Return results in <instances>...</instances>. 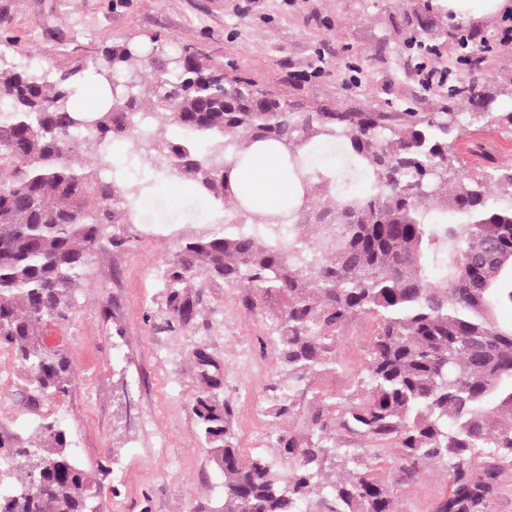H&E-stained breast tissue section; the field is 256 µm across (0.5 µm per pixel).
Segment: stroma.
I'll use <instances>...</instances> for the list:
<instances>
[{
    "instance_id": "obj_1",
    "label": "stroma",
    "mask_w": 512,
    "mask_h": 512,
    "mask_svg": "<svg viewBox=\"0 0 512 512\" xmlns=\"http://www.w3.org/2000/svg\"><path fill=\"white\" fill-rule=\"evenodd\" d=\"M432 0H0V56L55 71L92 61L115 43L167 53L191 47L226 74L283 97L329 108L428 112L446 105L445 89L423 92L422 74L404 68L410 19L429 16L447 29L429 67L443 81L468 72L457 38L479 28L497 35L500 18H452ZM453 150L472 175L512 164V129L467 131ZM164 198L139 224L112 229L122 246L92 256L68 317L50 326L76 372L64 397L32 398L11 352L0 349V437L26 439L57 421L77 458L101 485V512H214L222 480L197 434L189 358L204 347L224 363V396L244 455L274 457L283 430L304 432L322 399L353 397L376 323L341 326L336 364L322 373L292 413L276 418L266 386L275 371L276 294L260 296L236 283L206 280L196 290L195 320L168 330L159 275L179 247L165 226ZM335 475L374 466L398 512H438L451 490V465L423 464L406 478L394 443L339 433Z\"/></svg>"
}]
</instances>
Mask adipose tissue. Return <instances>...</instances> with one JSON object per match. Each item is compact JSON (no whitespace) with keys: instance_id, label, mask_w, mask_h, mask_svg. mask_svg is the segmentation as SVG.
Returning <instances> with one entry per match:
<instances>
[{"instance_id":"adipose-tissue-1","label":"adipose tissue","mask_w":512,"mask_h":512,"mask_svg":"<svg viewBox=\"0 0 512 512\" xmlns=\"http://www.w3.org/2000/svg\"><path fill=\"white\" fill-rule=\"evenodd\" d=\"M238 177L256 211L280 204L288 194V184L268 148L256 149L253 162L240 168Z\"/></svg>"}]
</instances>
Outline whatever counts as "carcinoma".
<instances>
[{
	"instance_id": "obj_1",
	"label": "carcinoma",
	"mask_w": 512,
	"mask_h": 512,
	"mask_svg": "<svg viewBox=\"0 0 512 512\" xmlns=\"http://www.w3.org/2000/svg\"><path fill=\"white\" fill-rule=\"evenodd\" d=\"M415 59L434 46L416 36ZM487 40L469 73L448 85V102L470 109V125L512 127V112L478 78ZM85 67L38 73L0 58V347L24 368L32 392L67 395L72 365L44 333L66 318L92 253L116 224H136L161 181L178 178L221 202L205 227L181 235L165 263L169 327L197 316L193 288L221 279L282 296L276 315L277 372L267 385L277 417L300 390L336 363V333L347 319L378 322L358 383L366 396L340 413L319 406L301 435L273 447L293 463L286 477L264 455L244 456L230 427L224 369L192 354L197 433L224 484L219 512H300L321 497L327 512H396L392 495L364 467L327 480L340 431L395 439L408 475L430 460L454 462L439 512H483L501 466L512 467V165L474 178L452 156L465 131L460 113L352 112L286 101L204 59L145 55L128 44L102 50L95 73L120 103L76 110ZM153 126L134 132L132 113ZM135 144L151 173H120L110 147ZM279 151L296 193L256 212L238 193L236 171L252 145ZM336 145L342 161L320 158ZM94 153L91 163L81 152ZM493 449L494 465L473 464ZM0 512H100L101 486L76 457L66 430L42 424L34 443L0 438Z\"/></svg>"
}]
</instances>
